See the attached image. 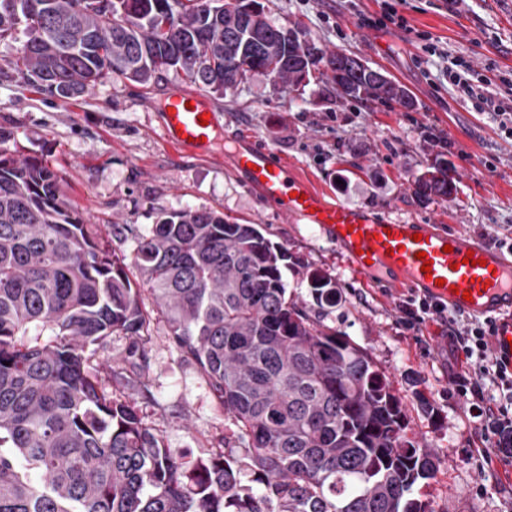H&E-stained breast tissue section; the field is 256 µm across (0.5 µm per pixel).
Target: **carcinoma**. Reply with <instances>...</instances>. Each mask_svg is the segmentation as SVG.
Here are the masks:
<instances>
[{
    "label": "carcinoma",
    "mask_w": 512,
    "mask_h": 512,
    "mask_svg": "<svg viewBox=\"0 0 512 512\" xmlns=\"http://www.w3.org/2000/svg\"><path fill=\"white\" fill-rule=\"evenodd\" d=\"M258 6L0 0V41L23 34L14 70L64 103L104 81L147 88L171 69L221 95L250 72L292 87L317 70L341 96L415 108L390 77L358 73L351 53L303 30L288 39ZM12 137L0 127V512H430L413 491L437 465L406 437L389 376L288 297L287 248L211 210L161 214L133 262L234 427L224 453L178 460L134 398H112L86 351L149 332L128 265L45 161L11 152ZM424 175L416 198L451 195L443 156ZM310 283L320 306L336 305L330 277Z\"/></svg>",
    "instance_id": "carcinoma-1"
}]
</instances>
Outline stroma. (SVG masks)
<instances>
[{
  "mask_svg": "<svg viewBox=\"0 0 512 512\" xmlns=\"http://www.w3.org/2000/svg\"><path fill=\"white\" fill-rule=\"evenodd\" d=\"M269 10L279 24L301 23L321 48L360 55L405 87L415 109L347 99L316 78L291 92L252 72L235 90L213 95L222 127L200 154L168 146L159 127L168 96L190 88L183 75L164 73L148 89L107 81L66 105L23 83L8 64L17 49L10 42L0 43V126L13 132L9 146L45 160L88 223L106 226L107 245L120 257L133 258L139 237L163 213L206 209L260 225L301 260L284 272L289 294L389 371L409 410V437L431 451L438 468L415 497L431 512H512V467L483 469L462 454L477 440L463 404L448 395V344L436 324H426L425 341L416 340L399 323L396 290L356 275L318 231L267 203L228 158L237 140L253 138L328 201L468 234L483 225L492 235H512V138L444 75L461 56L472 64L471 84L495 98L504 94L512 84V0H407L406 32L361 24L364 16L380 18L382 0H270ZM428 41L447 57H427ZM439 153L456 191L449 200L418 201L410 182ZM314 270L335 279L342 294L336 307H319L312 296ZM130 343L114 335L97 346L106 389L135 398L144 422L184 460L223 450L230 432L224 409L165 324L152 320L142 355L129 357ZM423 397L430 411L421 410Z\"/></svg>",
  "mask_w": 512,
  "mask_h": 512,
  "instance_id": "1",
  "label": "stroma"
}]
</instances>
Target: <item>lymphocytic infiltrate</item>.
Instances as JSON below:
<instances>
[{"label": "lymphocytic infiltrate", "mask_w": 512, "mask_h": 512, "mask_svg": "<svg viewBox=\"0 0 512 512\" xmlns=\"http://www.w3.org/2000/svg\"><path fill=\"white\" fill-rule=\"evenodd\" d=\"M396 307L407 328L429 320L443 326L454 355L449 394L473 419L482 462L512 464V364L498 351L494 320L469 319L416 293L400 297Z\"/></svg>", "instance_id": "lymphocytic-infiltrate-1"}]
</instances>
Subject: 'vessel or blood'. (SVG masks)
Here are the masks:
<instances>
[{
    "instance_id": "1",
    "label": "vessel or blood",
    "mask_w": 512,
    "mask_h": 512,
    "mask_svg": "<svg viewBox=\"0 0 512 512\" xmlns=\"http://www.w3.org/2000/svg\"><path fill=\"white\" fill-rule=\"evenodd\" d=\"M166 143L205 148L218 126L209 97L177 92L161 114ZM230 161L246 182L291 222L318 230L364 280L391 289H412L449 310L494 320L499 351L512 361V252L437 224L392 220L360 207L330 202L277 153L241 140ZM478 265L466 263L467 254Z\"/></svg>"
}]
</instances>
